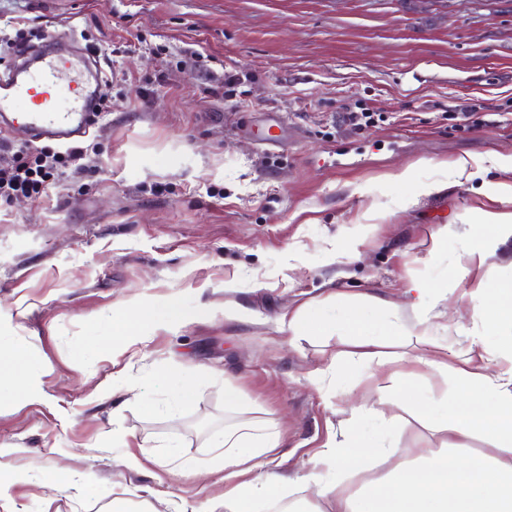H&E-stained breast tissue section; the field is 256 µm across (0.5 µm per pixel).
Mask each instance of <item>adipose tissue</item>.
I'll list each match as a JSON object with an SVG mask.
<instances>
[{
	"instance_id": "1",
	"label": "adipose tissue",
	"mask_w": 512,
	"mask_h": 512,
	"mask_svg": "<svg viewBox=\"0 0 512 512\" xmlns=\"http://www.w3.org/2000/svg\"><path fill=\"white\" fill-rule=\"evenodd\" d=\"M480 222L482 228L468 237L465 253L484 261L512 238V213H486ZM471 313L482 333L470 349L482 361L490 354L489 337L503 324H512V280L488 276ZM311 318L347 336L351 348L364 350L382 346L389 337L405 331L394 308L364 296L345 302L339 309L325 305L314 311L303 308L291 315L281 314L278 330L300 334ZM182 319L181 309L173 300L147 306L129 303L109 319V346L112 352L123 351L138 341L142 330L168 329ZM41 371V365L22 350L0 343V388L9 387L30 400L40 399ZM454 374V396L449 401L419 400L403 392L393 401L379 398L360 406V413L388 427L387 439H366L359 426H352L345 443L334 452L316 456L299 475V482L319 489L327 473L365 472L396 456L402 436L397 411L402 408L412 411L426 427L444 434L442 450L395 465L356 494L337 493L335 512H512V371L490 373L481 365L458 368ZM474 437L486 441V448L464 446V439ZM283 442L279 431L238 429L213 435L214 447L224 451V479L232 484L219 500L225 512H252L254 500L277 498V474H267L258 483H243L239 477L250 471L256 460L276 454Z\"/></svg>"
}]
</instances>
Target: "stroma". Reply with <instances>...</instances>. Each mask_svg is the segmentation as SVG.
Segmentation results:
<instances>
[{"mask_svg":"<svg viewBox=\"0 0 512 512\" xmlns=\"http://www.w3.org/2000/svg\"><path fill=\"white\" fill-rule=\"evenodd\" d=\"M21 19L95 53L111 101L80 168L0 200V339L40 362L44 393L0 398V469L35 478L0 512H212L224 468L210 436L242 422L285 438L245 481L277 472L281 500L332 512L295 479L340 437L343 408L394 399L417 374L425 397L452 393L478 330L468 292L512 277V240L456 277L463 232L512 212V171L493 163L512 154V0H0V73L20 61ZM361 110L372 123L350 125ZM414 281L449 286L455 316L390 337L389 367L357 359L308 382L348 344L281 334L282 313L368 295L410 325ZM160 297L179 302L178 330L87 365L106 313ZM436 341L453 347L449 370H421ZM178 370L194 383L172 416ZM57 472L65 488H36Z\"/></svg>","mask_w":512,"mask_h":512,"instance_id":"stroma-1","label":"stroma"}]
</instances>
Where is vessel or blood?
Returning <instances> with one entry per match:
<instances>
[{
    "mask_svg": "<svg viewBox=\"0 0 512 512\" xmlns=\"http://www.w3.org/2000/svg\"><path fill=\"white\" fill-rule=\"evenodd\" d=\"M98 76L92 56L76 61L55 44L31 48L21 64L0 75V124L16 123L35 139L86 135Z\"/></svg>",
    "mask_w": 512,
    "mask_h": 512,
    "instance_id": "obj_1",
    "label": "vessel or blood"
}]
</instances>
